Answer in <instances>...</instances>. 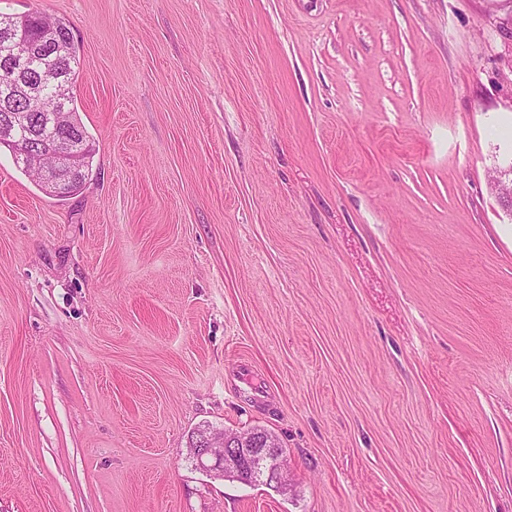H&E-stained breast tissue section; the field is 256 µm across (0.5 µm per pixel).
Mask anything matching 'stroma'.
Wrapping results in <instances>:
<instances>
[{
	"label": "stroma",
	"mask_w": 512,
	"mask_h": 512,
	"mask_svg": "<svg viewBox=\"0 0 512 512\" xmlns=\"http://www.w3.org/2000/svg\"><path fill=\"white\" fill-rule=\"evenodd\" d=\"M31 10L95 152L60 199L0 148V512H512V0ZM257 430V431H256ZM254 429L224 437L210 428L196 431L197 440L191 449L197 466L216 476L244 484H258L254 478H264L263 485L284 489L288 482V465L283 449L268 432Z\"/></svg>",
	"instance_id": "1"
}]
</instances>
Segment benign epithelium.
Segmentation results:
<instances>
[{"mask_svg": "<svg viewBox=\"0 0 512 512\" xmlns=\"http://www.w3.org/2000/svg\"><path fill=\"white\" fill-rule=\"evenodd\" d=\"M0 40L17 44L0 57V64L12 74V79L0 86V140L14 141L17 155L39 171L42 185L57 195H66L82 176L79 132L72 125H62L70 120L65 107L47 109L38 116L21 108L20 103L28 97L43 94L42 86L32 76L39 49H23L22 35L7 18L0 20ZM44 127L64 131L62 139L43 141ZM196 435L192 454L200 469L249 485L256 478L277 490L287 485V459L270 433L252 430L227 438L202 428Z\"/></svg>", "mask_w": 512, "mask_h": 512, "instance_id": "benign-epithelium-1", "label": "benign epithelium"}]
</instances>
